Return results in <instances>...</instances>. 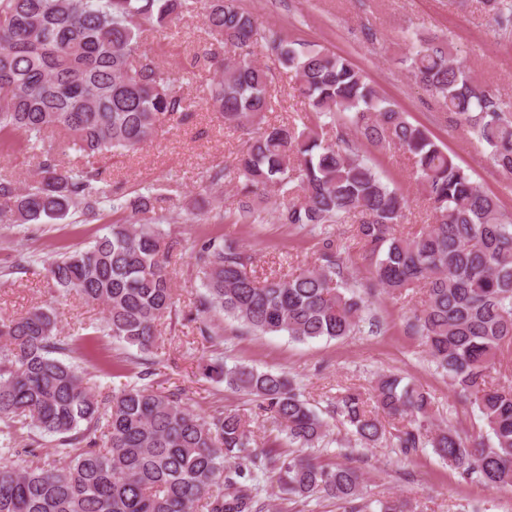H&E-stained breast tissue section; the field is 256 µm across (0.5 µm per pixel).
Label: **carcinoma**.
<instances>
[{
  "label": "carcinoma",
  "mask_w": 512,
  "mask_h": 512,
  "mask_svg": "<svg viewBox=\"0 0 512 512\" xmlns=\"http://www.w3.org/2000/svg\"><path fill=\"white\" fill-rule=\"evenodd\" d=\"M198 0H0V141L23 136L37 160L33 178H0V223L70 224L95 217L105 202L143 216L141 224H108L93 245L59 252L46 263L62 297L104 307L102 331L142 353L158 349L161 321H179L173 270L157 221L160 199L112 195L104 171L62 166L45 148L47 134L88 158L135 152L163 122L192 117L180 78L160 64L144 34L194 12ZM494 27L512 32V0H480ZM208 36L224 47L220 77L203 89L224 126L247 135L237 162L209 175L210 188L236 181L239 209L259 224L266 192L289 197L280 224L319 230L318 264L260 279L250 257L221 238L191 247L205 293L195 305L202 324L225 316L256 335L285 333L298 342L339 340L359 328L365 300L350 289L340 246L328 224L352 223L374 261L373 288L394 297L419 289L408 323L430 361L479 413L487 436H461L434 422L430 394L396 374L378 376L369 396L346 392L335 413L363 448L386 435L383 420L407 426L394 435L404 456L431 447L448 467L486 484L512 487V387L491 376L512 346V214L429 132L410 123L362 69L342 55L277 35H263L237 0H204ZM308 101L306 114L271 126L274 111L264 68L252 59L258 40ZM403 62L421 87L512 172V111L456 60L450 43L406 32ZM409 152L427 203L417 232H397L405 203L360 156L357 140ZM58 315L35 307L0 318V512H263L258 475L274 480L294 502L328 497L344 512H406L391 498L365 501L355 466L322 465L303 454L322 440L326 424L286 372L209 365L226 387L253 396L272 429L298 450L259 447L252 421L216 410L202 415L181 393L125 385L101 393L90 372L67 363L57 339ZM25 430L58 438L56 458L33 444L17 447ZM28 464L18 463L21 457Z\"/></svg>",
  "instance_id": "1"
}]
</instances>
